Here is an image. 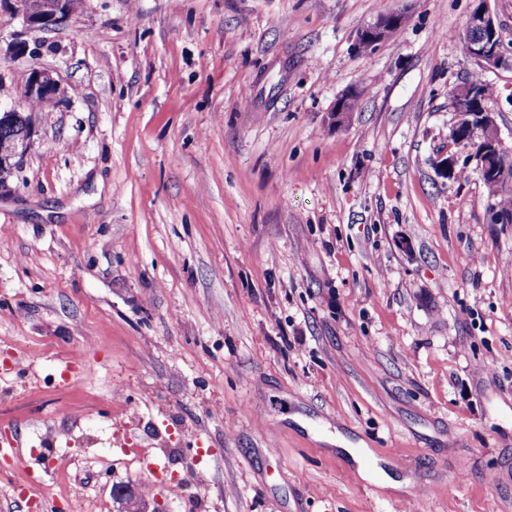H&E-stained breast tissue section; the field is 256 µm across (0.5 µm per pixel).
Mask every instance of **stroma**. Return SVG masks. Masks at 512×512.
<instances>
[{"label":"stroma","instance_id":"stroma-1","mask_svg":"<svg viewBox=\"0 0 512 512\" xmlns=\"http://www.w3.org/2000/svg\"><path fill=\"white\" fill-rule=\"evenodd\" d=\"M476 4L0 5V106L61 87L0 192V512H512V224L435 169ZM13 2L15 13L21 15L27 28L51 30L70 20L78 8V0H6ZM70 1V2H69ZM403 20V14L397 12L381 16L360 31L359 39L372 44L379 43L399 28ZM59 91L58 83L48 70L34 68L26 79L23 95L28 101H52Z\"/></svg>","mask_w":512,"mask_h":512}]
</instances>
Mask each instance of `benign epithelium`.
I'll list each match as a JSON object with an SVG mask.
<instances>
[{
	"mask_svg": "<svg viewBox=\"0 0 512 512\" xmlns=\"http://www.w3.org/2000/svg\"><path fill=\"white\" fill-rule=\"evenodd\" d=\"M11 2H13L15 13L21 15L25 26L30 29L51 30L66 23L72 17L69 0H11ZM403 20V14L397 12L381 16L360 31L359 39L372 44L379 43L399 28ZM467 29L475 33V37L470 39L469 56L481 68L490 71L512 61V53L508 52L503 41L498 38V22L485 0L471 13ZM59 91L60 87L49 71L34 68L26 79L23 95L28 101H52ZM451 101L456 116L452 138L466 150L465 165L473 166L480 179L484 181L489 176V161L499 154V147L502 146L494 113L477 107L480 97L476 96L475 90L468 82L453 89ZM0 127L19 129L11 150L7 153L0 151L1 190L20 159L32 145L34 129L30 115L20 105L10 109L0 108ZM477 140L487 145V149L478 157L469 150V144ZM459 158L460 154L457 152L440 155L436 164L438 175L446 179L454 178Z\"/></svg>",
	"mask_w": 512,
	"mask_h": 512,
	"instance_id": "benign-epithelium-1",
	"label": "benign epithelium"
}]
</instances>
